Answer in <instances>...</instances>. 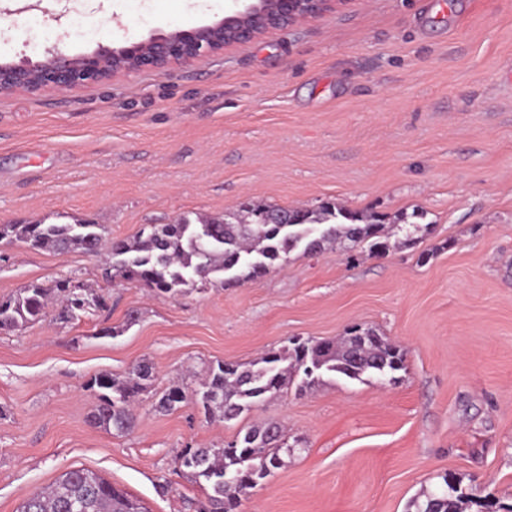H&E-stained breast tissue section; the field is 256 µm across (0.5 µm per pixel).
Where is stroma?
<instances>
[{
	"instance_id": "stroma-1",
	"label": "stroma",
	"mask_w": 512,
	"mask_h": 512,
	"mask_svg": "<svg viewBox=\"0 0 512 512\" xmlns=\"http://www.w3.org/2000/svg\"><path fill=\"white\" fill-rule=\"evenodd\" d=\"M224 4L54 0L47 31L38 0H0V64L191 29ZM246 203H334L429 230L380 256L294 253L257 283L174 295L79 251L1 241L0 300L72 278L108 308L0 333V512L76 467L145 512H193L204 490L181 451L263 422L295 451L240 512H411L447 475L473 490L464 512H512V0H355L167 73L0 95V223L91 222L130 240ZM356 325L405 351L397 382L329 374L226 423L154 408L215 362ZM143 361L155 379L134 429L92 427L91 378Z\"/></svg>"
}]
</instances>
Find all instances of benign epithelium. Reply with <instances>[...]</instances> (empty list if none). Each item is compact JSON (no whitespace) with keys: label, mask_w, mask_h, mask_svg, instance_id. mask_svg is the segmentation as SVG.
Listing matches in <instances>:
<instances>
[{"label":"benign epithelium","mask_w":512,"mask_h":512,"mask_svg":"<svg viewBox=\"0 0 512 512\" xmlns=\"http://www.w3.org/2000/svg\"><path fill=\"white\" fill-rule=\"evenodd\" d=\"M354 0H232L224 17L189 30L174 29L115 47L41 62L0 64V93L71 90L141 70L168 72L276 31L336 12Z\"/></svg>","instance_id":"obj_1"}]
</instances>
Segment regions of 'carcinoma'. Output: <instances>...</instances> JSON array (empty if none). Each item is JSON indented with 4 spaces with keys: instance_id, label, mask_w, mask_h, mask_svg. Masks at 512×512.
<instances>
[{
    "instance_id": "obj_1",
    "label": "carcinoma",
    "mask_w": 512,
    "mask_h": 512,
    "mask_svg": "<svg viewBox=\"0 0 512 512\" xmlns=\"http://www.w3.org/2000/svg\"><path fill=\"white\" fill-rule=\"evenodd\" d=\"M243 216L202 219L191 224H153L131 240L105 244L100 225L79 224H1L0 240L20 242L34 250L51 249L59 254L81 251L97 256L106 253L110 269L106 274L135 280L158 294L174 293L196 280L222 274L226 288L255 283L277 260L301 250L315 256L334 245L352 251L379 255L390 246L415 245L419 224H390L376 213L352 211L322 205L316 210L277 205L247 204ZM282 215L286 224L272 217ZM394 244H389V240ZM70 280H58L47 288L30 284L15 296L0 300V331L21 330L40 320L51 299L57 298L64 319L93 315L105 306L102 297L87 288H67ZM405 353L371 327L354 326L338 341L308 338L289 341L280 352L267 353L247 366L221 361L211 367L198 387L173 385L155 403L168 412L176 405L192 402L208 418L236 420L292 385L299 393L314 389L323 375L339 374L350 380L376 378L396 380L406 369ZM154 368L137 364L125 379L102 373L89 387L97 405L89 422L107 432L123 434L135 422L133 405L150 388ZM293 451L282 425L267 422L246 429L244 434L222 448H186L178 465L198 481H204L205 497L198 512H237L241 499L260 480L282 464L281 454ZM444 486L424 499L412 502L414 512H461L472 490L457 481L443 478ZM83 500V512H145L137 501L118 490L96 473L77 468L65 472L52 486L32 492L18 512H71V502Z\"/></svg>"
}]
</instances>
